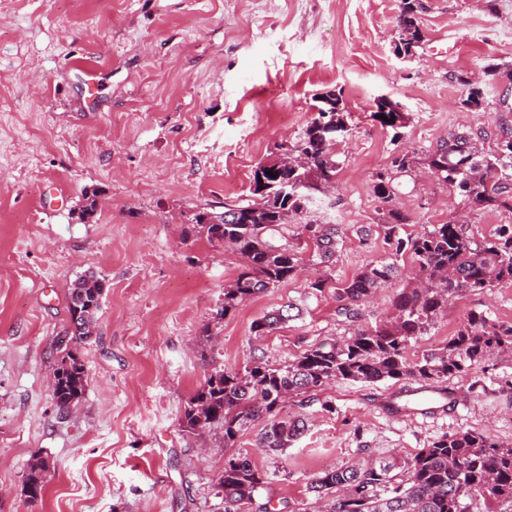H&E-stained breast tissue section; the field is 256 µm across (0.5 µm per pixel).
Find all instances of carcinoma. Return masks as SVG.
I'll use <instances>...</instances> for the list:
<instances>
[{
    "mask_svg": "<svg viewBox=\"0 0 512 512\" xmlns=\"http://www.w3.org/2000/svg\"><path fill=\"white\" fill-rule=\"evenodd\" d=\"M417 0H401L397 26L412 39L421 37ZM319 112L295 145L306 157L304 166L259 163V174L274 188L250 198L197 205L188 217L186 236L199 233L211 244L227 245L242 258V271L226 287L215 319L223 320L246 301L295 277L308 262L323 273L308 284L311 294L333 289L337 313L350 321L359 318V306L378 290L414 272L415 283L402 288L392 309L376 325L361 328L350 338L329 345H312L279 365L261 359L244 370L214 368L185 405L180 424L184 431L219 427L224 447L234 446L248 423L264 419L257 447L282 451L304 431L301 418L283 413L293 397L322 389L333 382L375 383L382 380L439 384L466 373L493 356H512V322L483 312L471 313L442 348L419 360L408 356L411 340L426 334L447 311L448 303L466 293H485L512 285V224H501L494 234L477 239L470 225L459 220L432 224L416 234L406 233L409 217L394 205V180L414 172L416 156H394L390 167L372 176L373 191L385 206L380 225L384 256L339 283L332 275L342 241L335 224L304 221L317 197L311 192L291 198L297 182L315 179L326 189L335 182L339 163L336 142L322 136ZM384 129L401 136V113H371ZM463 137L448 132V140L424 154V165L439 181L459 190L472 209L503 206L512 210V129L503 127L497 149L488 157L464 149ZM96 192L85 193L77 219L94 215ZM103 280L91 273L78 278L68 295L69 326L58 341L52 393L61 413H69L82 399L88 375L80 348L93 338L102 310ZM287 304L252 323L265 336L294 319ZM268 474L246 454L224 461L218 486L224 493V512H245ZM46 483L44 458L28 469L25 490L30 501L42 496ZM314 498L290 512H467L468 503L481 501L484 512H512V444L498 443L474 431H459L420 449L403 466L392 460H368L326 470L311 477Z\"/></svg>",
    "mask_w": 512,
    "mask_h": 512,
    "instance_id": "carcinoma-1",
    "label": "carcinoma"
}]
</instances>
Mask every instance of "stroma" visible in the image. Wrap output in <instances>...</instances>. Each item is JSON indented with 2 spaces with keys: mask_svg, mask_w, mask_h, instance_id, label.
Segmentation results:
<instances>
[{
  "mask_svg": "<svg viewBox=\"0 0 512 512\" xmlns=\"http://www.w3.org/2000/svg\"><path fill=\"white\" fill-rule=\"evenodd\" d=\"M400 0H0V512H224V459L249 455L269 474L250 512H290L319 472L366 458L405 460L431 442L474 430L512 443V358L448 380L461 403L437 419L396 417L403 382H339L286 403L305 433L287 449L258 448L252 422L233 448L218 432H183L187 401L217 367L285 361L383 319L397 291L382 289L358 321L336 314L320 274L296 276L223 321L214 314L242 260L186 237L194 206L249 193L259 161L296 141L315 98L342 93L350 131L336 145V181L310 214L344 231L333 275L378 260L383 223L372 175L393 154L435 147L467 128L493 153L512 127V0H423L415 61L393 52ZM95 67L88 84L86 67ZM476 78L483 104L466 109L456 75ZM408 117L393 139L371 114L379 97ZM396 205L425 224L466 219L475 236L512 224V211L475 210L421 172L400 177ZM98 189L97 213L75 212ZM105 278L94 340L81 356L82 400L59 415L49 387L67 297L87 272ZM300 319L258 336L253 321L287 302ZM472 311L512 321V285L449 305L411 358L443 347ZM332 412H325L324 404ZM49 459L36 502L23 492L30 462Z\"/></svg>",
  "mask_w": 512,
  "mask_h": 512,
  "instance_id": "stroma-1",
  "label": "stroma"
}]
</instances>
